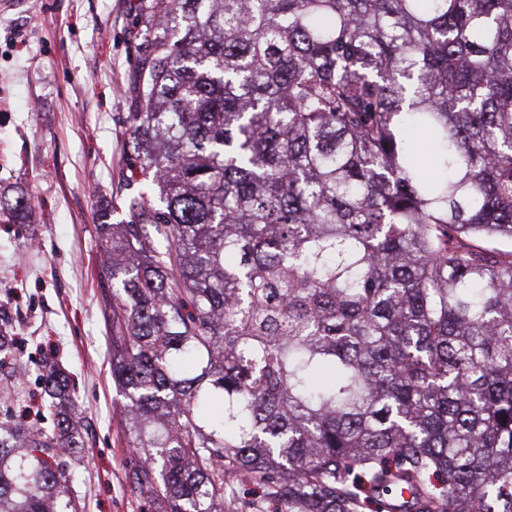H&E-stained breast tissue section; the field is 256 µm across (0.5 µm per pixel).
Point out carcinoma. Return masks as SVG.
<instances>
[{
	"mask_svg": "<svg viewBox=\"0 0 512 512\" xmlns=\"http://www.w3.org/2000/svg\"><path fill=\"white\" fill-rule=\"evenodd\" d=\"M101 224L144 512H512V0H140ZM428 135L427 169L412 134ZM0 512H79L67 376Z\"/></svg>",
	"mask_w": 512,
	"mask_h": 512,
	"instance_id": "1",
	"label": "carcinoma"
}]
</instances>
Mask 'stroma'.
Wrapping results in <instances>:
<instances>
[{
    "instance_id": "1",
    "label": "stroma",
    "mask_w": 512,
    "mask_h": 512,
    "mask_svg": "<svg viewBox=\"0 0 512 512\" xmlns=\"http://www.w3.org/2000/svg\"><path fill=\"white\" fill-rule=\"evenodd\" d=\"M139 0H20L0 9V334L23 395L0 421L34 419L42 358L75 383L84 459L73 489L83 512H140L133 458L111 376L104 257L97 225L150 180L125 183V91L139 75Z\"/></svg>"
}]
</instances>
